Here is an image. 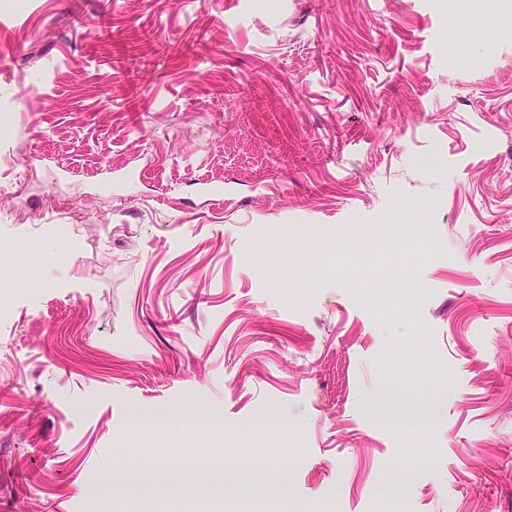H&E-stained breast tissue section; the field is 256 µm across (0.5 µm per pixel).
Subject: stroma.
I'll list each match as a JSON object with an SVG mask.
<instances>
[{"instance_id": "35a3bbf8", "label": "stroma", "mask_w": 512, "mask_h": 512, "mask_svg": "<svg viewBox=\"0 0 512 512\" xmlns=\"http://www.w3.org/2000/svg\"><path fill=\"white\" fill-rule=\"evenodd\" d=\"M2 288L0 512H512V0H0Z\"/></svg>"}]
</instances>
